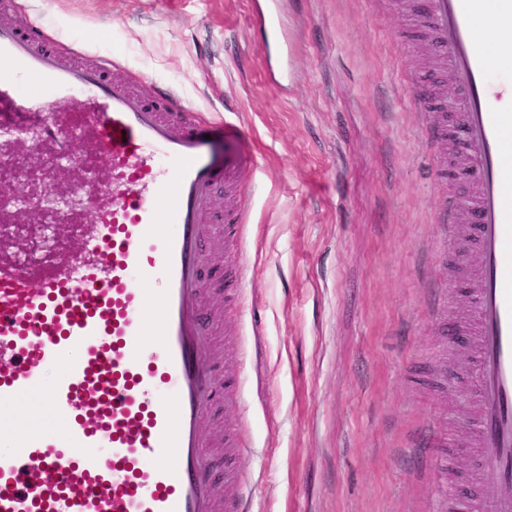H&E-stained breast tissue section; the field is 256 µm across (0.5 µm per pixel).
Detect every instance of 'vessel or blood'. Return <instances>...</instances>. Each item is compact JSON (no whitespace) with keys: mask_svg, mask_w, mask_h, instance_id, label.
<instances>
[{"mask_svg":"<svg viewBox=\"0 0 512 512\" xmlns=\"http://www.w3.org/2000/svg\"><path fill=\"white\" fill-rule=\"evenodd\" d=\"M491 18L512 22V0H427L424 10L460 88L454 113L473 188L433 220L479 255L470 310L479 512H512V112L496 91L512 81V56L483 38ZM264 24L266 50L287 55L280 0H269ZM109 71L106 60H66L0 0V112L43 116L45 140L92 139L109 177L107 192L95 177L72 190L95 215L77 261L0 259V408L38 392L60 421L25 440L0 434V512H214L203 433L215 376L200 360L212 323L199 271L217 239L243 246L237 189L259 164L251 154L216 163L204 120L181 100L147 99ZM23 77L35 91L18 93ZM75 96L88 112L51 118ZM219 188L220 227L209 219ZM149 330L156 342L145 341ZM228 478L238 494L224 512H252L248 478Z\"/></svg>","mask_w":512,"mask_h":512,"instance_id":"b4317fda","label":"vessel or blood"}]
</instances>
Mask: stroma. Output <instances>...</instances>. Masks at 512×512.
<instances>
[{"label":"stroma","instance_id":"1","mask_svg":"<svg viewBox=\"0 0 512 512\" xmlns=\"http://www.w3.org/2000/svg\"><path fill=\"white\" fill-rule=\"evenodd\" d=\"M63 54L112 58L148 95L175 92L221 153H253L239 304L219 279L235 252L216 243L202 272L214 325L208 363L241 377L216 397L206 438L215 512H224L225 427L249 439L235 461L261 472L253 512H472L473 354L451 332L471 303L435 200L466 181L435 174L457 129L430 95L444 75L419 58L425 0H283L288 82L267 69L254 0H13ZM443 435L450 458L417 454Z\"/></svg>","mask_w":512,"mask_h":512}]
</instances>
